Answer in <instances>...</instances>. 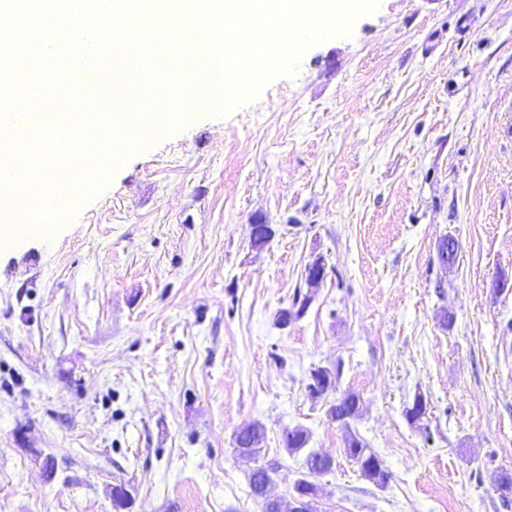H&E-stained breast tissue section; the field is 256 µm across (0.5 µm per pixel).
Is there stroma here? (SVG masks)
<instances>
[{
    "mask_svg": "<svg viewBox=\"0 0 512 512\" xmlns=\"http://www.w3.org/2000/svg\"><path fill=\"white\" fill-rule=\"evenodd\" d=\"M320 367L359 395L349 425ZM254 422L276 493L310 478L318 512H512V0H380L0 251V512H262L234 445ZM296 426L330 473L284 448ZM345 453L358 464L362 475L381 486L385 480H390L391 474L384 466L383 460L369 448L355 434H348L345 442Z\"/></svg>",
    "mask_w": 512,
    "mask_h": 512,
    "instance_id": "obj_1",
    "label": "stroma"
}]
</instances>
